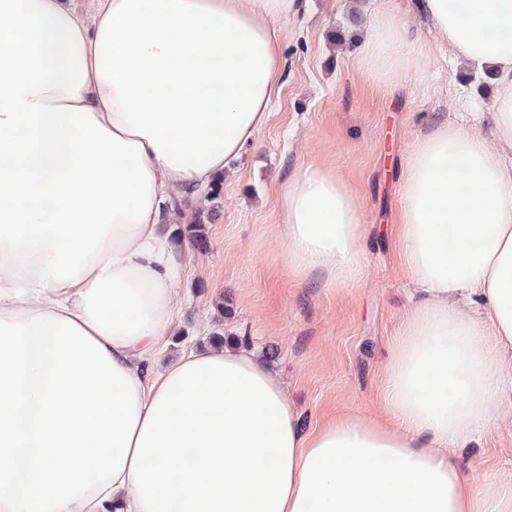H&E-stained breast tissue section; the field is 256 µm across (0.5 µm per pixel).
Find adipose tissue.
<instances>
[{
	"label": "adipose tissue",
	"instance_id": "adipose-tissue-1",
	"mask_svg": "<svg viewBox=\"0 0 512 512\" xmlns=\"http://www.w3.org/2000/svg\"><path fill=\"white\" fill-rule=\"evenodd\" d=\"M378 2L360 67L391 83L415 55ZM299 5L0 0V512H512L446 450L512 424V0L416 2L452 59L493 65L495 138L476 114L411 151L400 238L421 299L385 420L303 432L246 348L156 364L194 260L167 202L264 126ZM280 204L298 277L359 274L366 227L336 172L290 178Z\"/></svg>",
	"mask_w": 512,
	"mask_h": 512
}]
</instances>
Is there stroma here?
<instances>
[{"label": "stroma", "mask_w": 512, "mask_h": 512, "mask_svg": "<svg viewBox=\"0 0 512 512\" xmlns=\"http://www.w3.org/2000/svg\"><path fill=\"white\" fill-rule=\"evenodd\" d=\"M375 0H302L281 22L284 79L268 120L224 172V199L207 226L210 248L178 286L180 312L166 349L174 360L213 335L248 336L283 381L305 430L343 415L383 417L390 346L419 299L404 264L400 186L419 137L468 104L487 107L489 66L450 61L413 0H391L418 51L393 83L360 69ZM328 167L359 195L367 234L362 270L338 288L301 280L283 261L279 190ZM231 308L222 316L214 305ZM462 479L480 495L512 490V427L449 445Z\"/></svg>", "instance_id": "stroma-1"}]
</instances>
